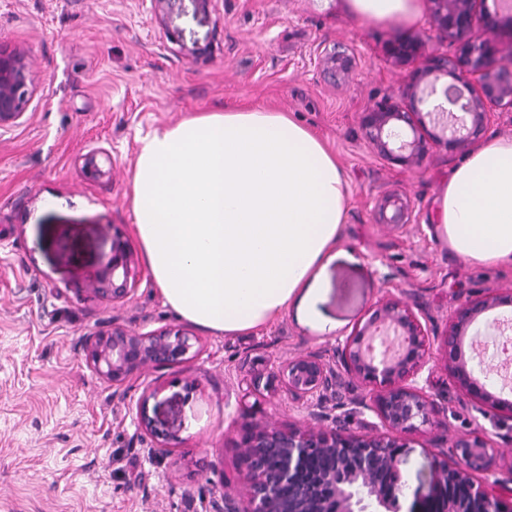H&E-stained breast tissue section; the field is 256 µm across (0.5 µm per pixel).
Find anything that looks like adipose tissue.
Instances as JSON below:
<instances>
[{"label":"adipose tissue","instance_id":"obj_1","mask_svg":"<svg viewBox=\"0 0 512 512\" xmlns=\"http://www.w3.org/2000/svg\"><path fill=\"white\" fill-rule=\"evenodd\" d=\"M372 24L415 23L421 0H342ZM335 155L290 115L203 112L140 137L134 232L165 303L217 335L309 310L347 215ZM434 229L463 261L512 264V139L486 137L437 196Z\"/></svg>","mask_w":512,"mask_h":512}]
</instances>
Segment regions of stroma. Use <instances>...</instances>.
I'll use <instances>...</instances> for the list:
<instances>
[{"mask_svg": "<svg viewBox=\"0 0 512 512\" xmlns=\"http://www.w3.org/2000/svg\"><path fill=\"white\" fill-rule=\"evenodd\" d=\"M168 25L186 44L224 40L205 59L178 54L141 0H0V43L23 45L40 83L23 122L0 130V512H207L225 480L241 475V404L281 426L309 420L281 390L243 397L244 360L272 372L301 353L332 355L338 340L383 297L419 303L432 336L454 310L492 288L512 289V266L459 260L433 230L435 200L464 151L434 149L417 168L379 158L360 116L401 96L409 67L394 64L395 41L422 36L426 52L447 42L421 15L413 25L365 24L340 0H221L218 12L184 0ZM353 51L352 79L323 81L318 59ZM273 108L290 114L335 153L350 184L347 220L323 270L315 304L324 333L296 308L269 326L224 337L164 304L134 235L130 176L139 136L199 112ZM109 153L110 177L94 179L81 158ZM408 197L416 223H376V198ZM123 245L138 270L129 298L92 296L89 281ZM121 327L197 334L198 356L147 367L121 386L86 361L87 337ZM421 378L437 405L435 426L406 434L407 512L427 495L436 460L453 438L486 433L496 473L512 478V412L484 413L463 392L439 347ZM155 398L142 403L147 391ZM175 434L152 448L141 412Z\"/></svg>", "mask_w": 512, "mask_h": 512, "instance_id": "1", "label": "stroma"}]
</instances>
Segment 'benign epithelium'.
<instances>
[{
    "mask_svg": "<svg viewBox=\"0 0 512 512\" xmlns=\"http://www.w3.org/2000/svg\"><path fill=\"white\" fill-rule=\"evenodd\" d=\"M178 2L149 0V11L161 25ZM483 2L431 0L433 27L457 49L452 55H433L413 70L401 98H384L362 113L364 138L380 158L412 168L422 165L434 147L464 150L500 110L512 109V69L500 64L496 45L502 18L485 12ZM477 25L487 38L465 39ZM422 46V39L406 38L393 44L389 55L395 63L407 64L421 55ZM356 68V56L347 50L319 58L323 78L334 85L349 81ZM442 75L452 83L440 82ZM37 83L25 49L0 44L1 130L20 123ZM100 155L92 151L83 157V169L92 178L104 175ZM374 214L379 224L398 227L416 221L411 201L399 194L378 198ZM137 277L132 259L119 248L89 287L96 295L120 301L129 296ZM506 305H512V290L505 294L490 289L481 299L466 302L454 312L441 342L459 386L490 412L512 410V403L487 387V373L469 366L463 346L482 314ZM381 336L398 340L395 354H374L372 345ZM85 351L95 372L117 386L137 370L182 363L200 348L197 338L181 329L136 333L114 327L89 337ZM428 357L429 331L420 309L389 295L334 347L338 363L307 353L267 377L252 372L247 390L277 385L289 399L306 406L311 422L286 428L261 420L243 424L242 483L233 491L224 490L209 512H396L402 491L403 435L432 423L436 413L434 401L418 383ZM338 365L350 378L371 387V404H352L373 411L386 432L357 434L337 419L326 424V405L339 397ZM156 395L153 390L142 396L140 425L152 441L167 443L174 436L146 413V404ZM315 457L326 461L316 476L308 471ZM449 457L439 464L428 495L414 498L408 512H503L505 482L495 475L486 435L472 432L455 438Z\"/></svg>",
    "mask_w": 512,
    "mask_h": 512,
    "instance_id": "obj_1",
    "label": "benign epithelium"
}]
</instances>
